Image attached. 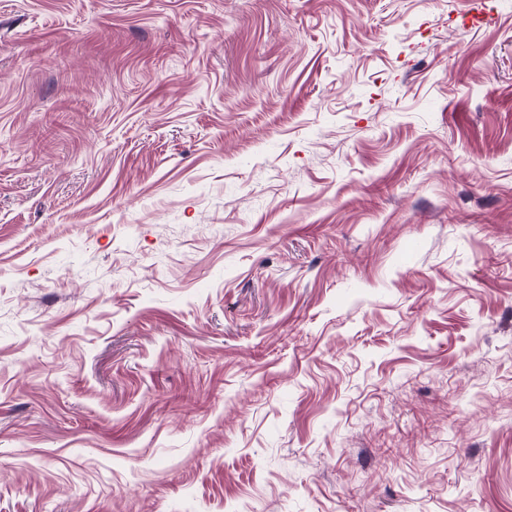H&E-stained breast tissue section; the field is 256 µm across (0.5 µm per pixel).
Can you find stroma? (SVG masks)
<instances>
[{"label": "stroma", "instance_id": "obj_1", "mask_svg": "<svg viewBox=\"0 0 512 512\" xmlns=\"http://www.w3.org/2000/svg\"><path fill=\"white\" fill-rule=\"evenodd\" d=\"M0 0V512H512V0Z\"/></svg>", "mask_w": 512, "mask_h": 512}]
</instances>
